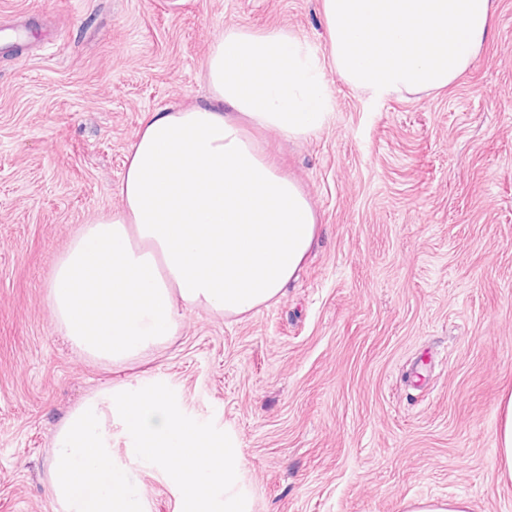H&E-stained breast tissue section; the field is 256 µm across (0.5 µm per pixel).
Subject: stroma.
<instances>
[{
	"instance_id": "1",
	"label": "stroma",
	"mask_w": 512,
	"mask_h": 512,
	"mask_svg": "<svg viewBox=\"0 0 512 512\" xmlns=\"http://www.w3.org/2000/svg\"><path fill=\"white\" fill-rule=\"evenodd\" d=\"M296 33L333 115L297 142L255 133L319 231L279 302L198 309L129 366L56 328L46 285L87 219L119 210L152 112L206 104L226 26ZM164 383L243 460L247 512H402L462 497L512 512L495 459L512 390V0L447 89L372 99L333 70L321 0H0V512H56L54 433L91 391ZM148 512H183L138 469Z\"/></svg>"
}]
</instances>
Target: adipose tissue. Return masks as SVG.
<instances>
[{
  "label": "adipose tissue",
  "instance_id": "obj_1",
  "mask_svg": "<svg viewBox=\"0 0 512 512\" xmlns=\"http://www.w3.org/2000/svg\"><path fill=\"white\" fill-rule=\"evenodd\" d=\"M340 78L375 98L439 91L471 65L490 0H322ZM211 102L153 112L136 134L121 210L82 224L46 290L57 328L115 366L176 336L186 312L238 317L279 301L318 233L300 186L245 129L301 140L328 125L319 60L282 29L226 27L206 64ZM500 477L512 481V394L497 403Z\"/></svg>",
  "mask_w": 512,
  "mask_h": 512
}]
</instances>
